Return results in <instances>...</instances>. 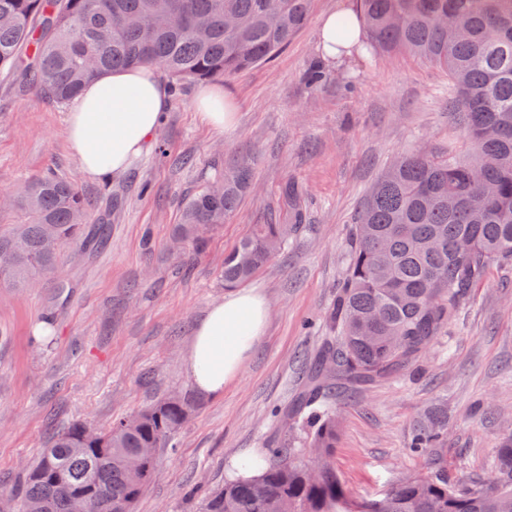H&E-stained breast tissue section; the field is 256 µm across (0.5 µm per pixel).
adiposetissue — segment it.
Wrapping results in <instances>:
<instances>
[{
  "instance_id": "1",
  "label": "adipose tissue",
  "mask_w": 512,
  "mask_h": 512,
  "mask_svg": "<svg viewBox=\"0 0 512 512\" xmlns=\"http://www.w3.org/2000/svg\"><path fill=\"white\" fill-rule=\"evenodd\" d=\"M349 19L351 39L336 43V18ZM361 36L353 9L327 14L318 22V48L325 64L351 55ZM170 101V88L150 66L114 70L87 85L68 120V141L78 156L82 173L92 179L114 176L147 148ZM195 110L201 121L222 132L235 124L228 92L207 88L200 92ZM269 304L255 288L225 294L196 324L186 367L195 386L219 395L240 373L247 355L262 336Z\"/></svg>"
}]
</instances>
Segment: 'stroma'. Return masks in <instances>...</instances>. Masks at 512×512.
Wrapping results in <instances>:
<instances>
[{
    "mask_svg": "<svg viewBox=\"0 0 512 512\" xmlns=\"http://www.w3.org/2000/svg\"><path fill=\"white\" fill-rule=\"evenodd\" d=\"M345 0H314L307 25L269 61L225 80L236 126L218 133L194 110L202 85H174L147 149L127 170L88 179L67 138L70 107L42 98L21 73L0 72V194L47 173L75 179L94 223L93 254L65 250L36 288H0V493H9L52 437L75 422L106 430L173 393L196 409L163 449L133 512H201L196 486L222 487L243 454L266 453L324 334L346 262L351 218L365 191L402 154L462 146L448 110V77L404 53L355 50L320 89L304 81L319 63V18ZM248 161L249 188L203 254L172 243L188 195ZM302 192L306 222L287 250L247 282L262 289L266 331L223 394H197L186 370L196 323L223 299L225 253L266 223L281 190ZM69 281L58 294L57 280ZM333 463L344 490L370 496L421 471L410 437L434 408L448 413V475L491 472L512 437V270L493 267L414 369L395 382L337 393Z\"/></svg>",
    "mask_w": 512,
    "mask_h": 512,
    "instance_id": "obj_1",
    "label": "stroma"
}]
</instances>
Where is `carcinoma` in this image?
<instances>
[{
    "label": "carcinoma",
    "instance_id": "cac0c4a2",
    "mask_svg": "<svg viewBox=\"0 0 512 512\" xmlns=\"http://www.w3.org/2000/svg\"><path fill=\"white\" fill-rule=\"evenodd\" d=\"M313 0H0V70L31 55L26 81L60 105L73 103L101 75L147 64L172 80L228 78L271 58L309 20ZM370 45L425 59L448 74V105L459 112L470 153L400 156L354 214L346 273L325 317L328 336L283 422L268 441L261 473L209 493L203 512H512V439L497 449L492 474L448 479L443 415L434 411L411 448L427 471L385 492L353 496L331 463L336 392L400 378L446 332L493 264L512 266V0H360ZM192 195L174 242L196 253L224 224L250 179L246 163ZM12 206L24 220L0 231V284L26 290L64 249L99 247L104 227L87 229L75 181L41 176ZM280 209L224 255L221 280L235 288L287 246L304 221L301 193L284 185ZM172 395L112 422L106 431L75 423L53 437L25 474L5 512H133L157 458L194 411Z\"/></svg>",
    "mask_w": 512,
    "mask_h": 512
}]
</instances>
